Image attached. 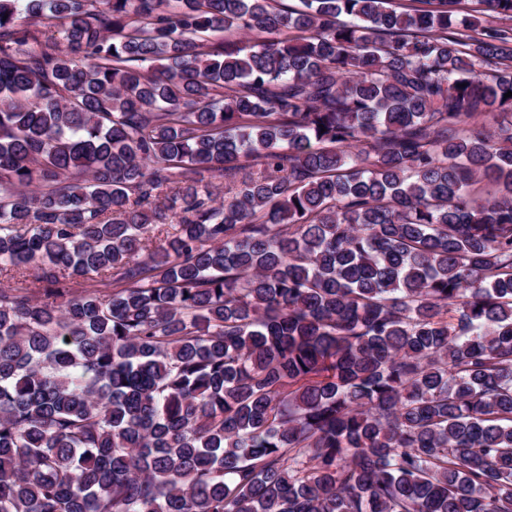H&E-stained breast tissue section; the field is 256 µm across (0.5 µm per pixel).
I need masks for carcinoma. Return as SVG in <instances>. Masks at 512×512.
<instances>
[{
    "mask_svg": "<svg viewBox=\"0 0 512 512\" xmlns=\"http://www.w3.org/2000/svg\"><path fill=\"white\" fill-rule=\"evenodd\" d=\"M420 2L0 0V512H512V0ZM16 24L35 31L36 35L40 39H45L52 35L56 38L60 37L57 33V28L54 25L55 21L47 15L34 16L23 11L17 15Z\"/></svg>",
    "mask_w": 512,
    "mask_h": 512,
    "instance_id": "carcinoma-1",
    "label": "carcinoma"
}]
</instances>
